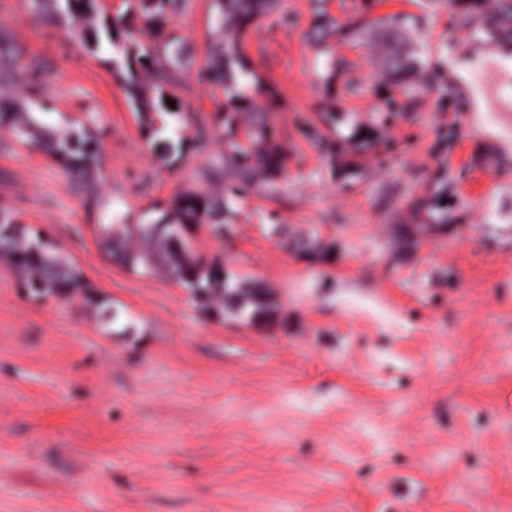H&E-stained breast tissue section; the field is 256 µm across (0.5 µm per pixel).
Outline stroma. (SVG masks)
<instances>
[{
  "mask_svg": "<svg viewBox=\"0 0 512 512\" xmlns=\"http://www.w3.org/2000/svg\"><path fill=\"white\" fill-rule=\"evenodd\" d=\"M314 7L280 0L247 42L258 85L280 95L263 109L287 176L249 197L231 238L195 231L205 255L274 289L273 326L208 317L113 263L99 213L0 127V204L135 320L104 334L81 301L29 299L0 265V512H512V46L470 40L459 2L326 0L340 27L417 21L429 88L410 101L373 35L312 42ZM210 24L209 0L176 24L195 61ZM1 28L51 63L40 96L15 99L55 126L93 112L108 128L111 212L212 190L223 138L187 169L154 162L110 47L68 45L25 0H0ZM359 134L375 137L362 153ZM440 183L447 226L415 231L413 201ZM271 211L286 236L269 235ZM310 236L322 258L294 251Z\"/></svg>",
  "mask_w": 512,
  "mask_h": 512,
  "instance_id": "stroma-1",
  "label": "stroma"
}]
</instances>
